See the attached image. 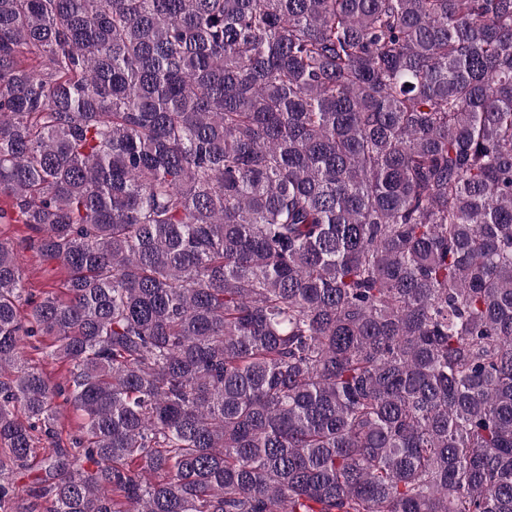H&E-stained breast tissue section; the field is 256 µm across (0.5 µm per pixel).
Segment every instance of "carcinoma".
I'll return each instance as SVG.
<instances>
[{
	"label": "carcinoma",
	"instance_id": "1",
	"mask_svg": "<svg viewBox=\"0 0 512 512\" xmlns=\"http://www.w3.org/2000/svg\"><path fill=\"white\" fill-rule=\"evenodd\" d=\"M0 224V512H512V0H0ZM35 234L25 224H0V239L12 244L24 274L26 288L39 295L42 291L57 289L64 280L60 269L41 262L30 248V238ZM31 345L37 348H27L26 358L28 359L29 363L42 369L43 372L51 377L53 381L64 383L66 377H68L67 367L46 360L44 358V354L42 353V345L38 342L33 341V344Z\"/></svg>",
	"mask_w": 512,
	"mask_h": 512
}]
</instances>
